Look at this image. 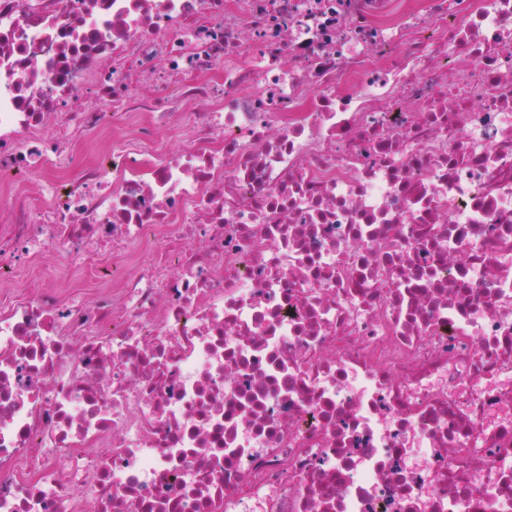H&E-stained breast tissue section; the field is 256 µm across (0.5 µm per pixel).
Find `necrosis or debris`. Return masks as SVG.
<instances>
[{"label":"necrosis or debris","mask_w":512,"mask_h":512,"mask_svg":"<svg viewBox=\"0 0 512 512\" xmlns=\"http://www.w3.org/2000/svg\"><path fill=\"white\" fill-rule=\"evenodd\" d=\"M0 185V512H512V0H0ZM46 260L59 266L56 276L49 283L39 279L33 280L32 286L35 288L31 289H38L48 285L57 288L63 295L76 300L88 301L93 298L97 288H93L92 282L88 279L87 275L82 274L78 270L77 265H66L59 259H43V261Z\"/></svg>","instance_id":"necrosis-or-debris-1"}]
</instances>
